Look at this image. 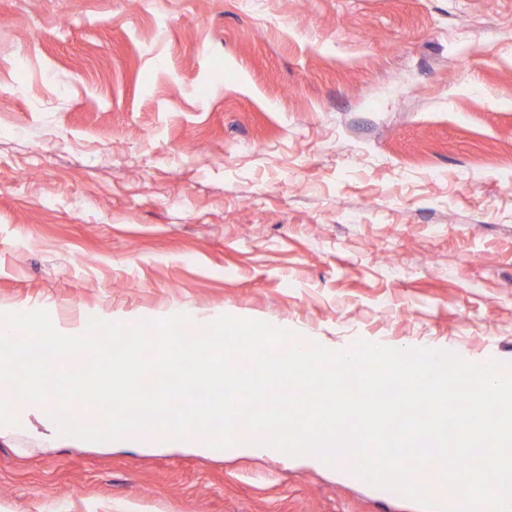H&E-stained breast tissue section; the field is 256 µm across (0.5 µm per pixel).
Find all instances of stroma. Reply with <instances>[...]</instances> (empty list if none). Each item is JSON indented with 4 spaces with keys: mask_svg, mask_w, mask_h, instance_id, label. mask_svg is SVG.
Returning a JSON list of instances; mask_svg holds the SVG:
<instances>
[{
    "mask_svg": "<svg viewBox=\"0 0 512 512\" xmlns=\"http://www.w3.org/2000/svg\"><path fill=\"white\" fill-rule=\"evenodd\" d=\"M512 363V0H0V311ZM0 512H422L16 410Z\"/></svg>",
    "mask_w": 512,
    "mask_h": 512,
    "instance_id": "obj_1",
    "label": "stroma"
}]
</instances>
